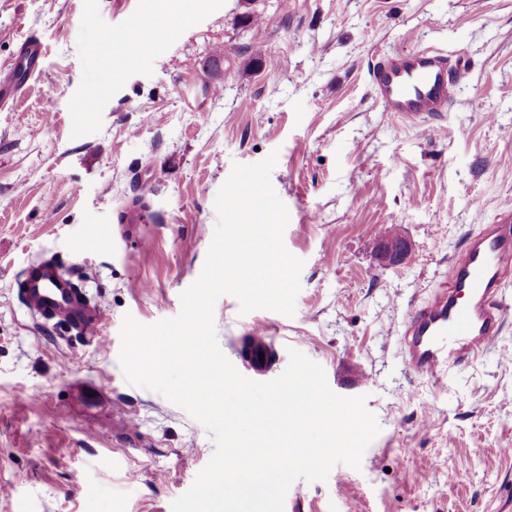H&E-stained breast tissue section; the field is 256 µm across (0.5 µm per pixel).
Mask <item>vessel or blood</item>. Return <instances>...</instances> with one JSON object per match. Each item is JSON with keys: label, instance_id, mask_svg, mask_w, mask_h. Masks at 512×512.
<instances>
[{"label": "vessel or blood", "instance_id": "vessel-or-blood-1", "mask_svg": "<svg viewBox=\"0 0 512 512\" xmlns=\"http://www.w3.org/2000/svg\"><path fill=\"white\" fill-rule=\"evenodd\" d=\"M44 54L39 37L26 36L9 65L0 69V111L38 73ZM448 56L433 48L378 57L369 72L372 96L402 120L441 119L454 97ZM512 284V215L483 225L448 264V279L426 301L414 306L403 325V358L411 370L441 383L446 369L476 360L496 347L512 306L502 299ZM21 304L41 317L83 333L106 322L78 278L53 261L28 264L19 290Z\"/></svg>", "mask_w": 512, "mask_h": 512}]
</instances>
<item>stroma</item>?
I'll return each instance as SVG.
<instances>
[{
    "mask_svg": "<svg viewBox=\"0 0 512 512\" xmlns=\"http://www.w3.org/2000/svg\"><path fill=\"white\" fill-rule=\"evenodd\" d=\"M255 9L258 25H237ZM141 0H0V66L26 35L39 73L0 112V512H171L208 463L206 429L119 363L124 315L177 316L218 221L234 163L278 161L286 249L303 260L296 312L241 314L220 297L221 350L267 328L320 364L341 396H365L380 432L360 469L297 481L285 512H512V315L496 349L440 385L401 348L410 307L448 273L479 225L512 214V0H197L170 39L128 60ZM227 74L186 81L216 45ZM435 47L463 57L455 102L433 128L375 101L377 56ZM258 72L246 71L249 58ZM92 104L89 112L80 103ZM142 224L116 214L140 183ZM413 250L380 266L376 238ZM72 268L104 308L88 336L34 320L18 297L31 261ZM22 483H14L15 474Z\"/></svg>",
    "mask_w": 512,
    "mask_h": 512,
    "instance_id": "1",
    "label": "stroma"
}]
</instances>
